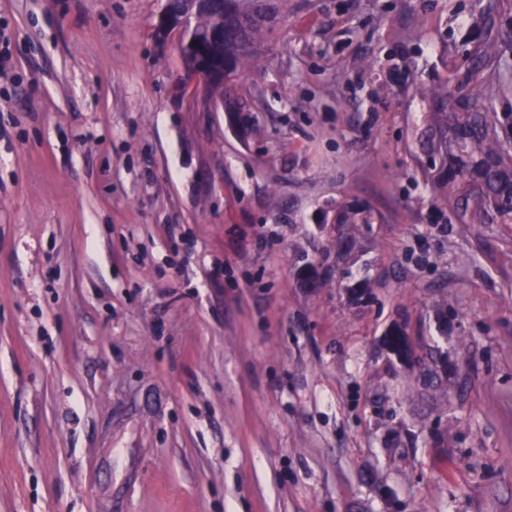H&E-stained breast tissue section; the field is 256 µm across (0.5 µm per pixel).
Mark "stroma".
<instances>
[{"instance_id":"35a3bbf8","label":"stroma","mask_w":512,"mask_h":512,"mask_svg":"<svg viewBox=\"0 0 512 512\" xmlns=\"http://www.w3.org/2000/svg\"><path fill=\"white\" fill-rule=\"evenodd\" d=\"M497 3L283 0L217 105L161 0H0V512H512V227L419 155Z\"/></svg>"}]
</instances>
